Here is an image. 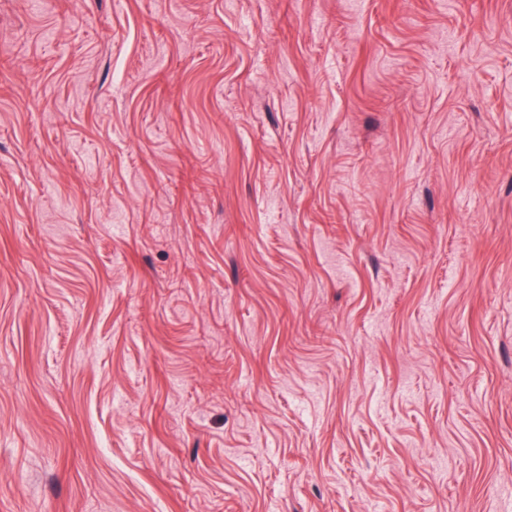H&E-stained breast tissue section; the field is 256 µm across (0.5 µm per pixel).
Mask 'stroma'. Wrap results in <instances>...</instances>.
Here are the masks:
<instances>
[{"label":"stroma","instance_id":"stroma-1","mask_svg":"<svg viewBox=\"0 0 512 512\" xmlns=\"http://www.w3.org/2000/svg\"><path fill=\"white\" fill-rule=\"evenodd\" d=\"M0 512H512V0H0Z\"/></svg>","mask_w":512,"mask_h":512}]
</instances>
